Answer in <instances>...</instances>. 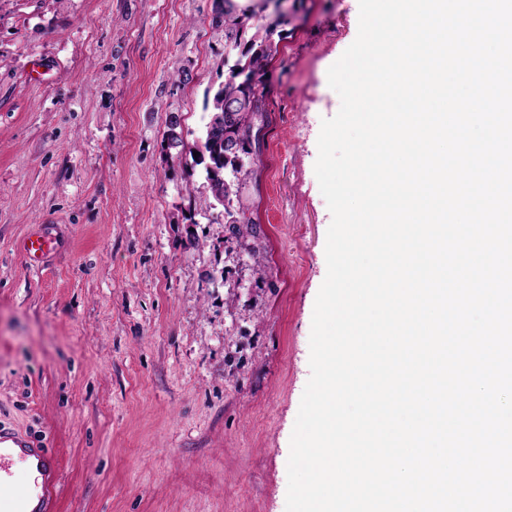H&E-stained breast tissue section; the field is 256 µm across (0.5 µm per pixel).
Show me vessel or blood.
<instances>
[{
  "label": "vessel or blood",
  "instance_id": "1",
  "mask_svg": "<svg viewBox=\"0 0 512 512\" xmlns=\"http://www.w3.org/2000/svg\"><path fill=\"white\" fill-rule=\"evenodd\" d=\"M48 231L31 232L23 242L30 261L55 249ZM56 462L34 438L0 428V512H51Z\"/></svg>",
  "mask_w": 512,
  "mask_h": 512
}]
</instances>
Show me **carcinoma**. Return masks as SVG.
Segmentation results:
<instances>
[{"mask_svg": "<svg viewBox=\"0 0 512 512\" xmlns=\"http://www.w3.org/2000/svg\"><path fill=\"white\" fill-rule=\"evenodd\" d=\"M267 0L243 5L240 0H215L213 22L224 28V52L235 55L227 76L213 91L208 121L204 126L199 156L193 163L203 166L211 205L224 208V242L252 261L254 274H263L257 230L247 215L242 190L249 171L244 157L259 145L255 120L266 112L265 68L276 52L274 36L282 17L266 13ZM178 116H171L166 134L167 149L183 156L186 144Z\"/></svg>", "mask_w": 512, "mask_h": 512, "instance_id": "carcinoma-1", "label": "carcinoma"}]
</instances>
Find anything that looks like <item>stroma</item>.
Segmentation results:
<instances>
[{"mask_svg": "<svg viewBox=\"0 0 512 512\" xmlns=\"http://www.w3.org/2000/svg\"><path fill=\"white\" fill-rule=\"evenodd\" d=\"M212 18L213 0L0 8V424L56 456L54 512L286 509L332 219L317 140L359 3L287 0L243 193L259 282L189 155L228 73ZM39 224L57 247L35 264Z\"/></svg>", "mask_w": 512, "mask_h": 512, "instance_id": "35a3bbf8", "label": "stroma"}]
</instances>
